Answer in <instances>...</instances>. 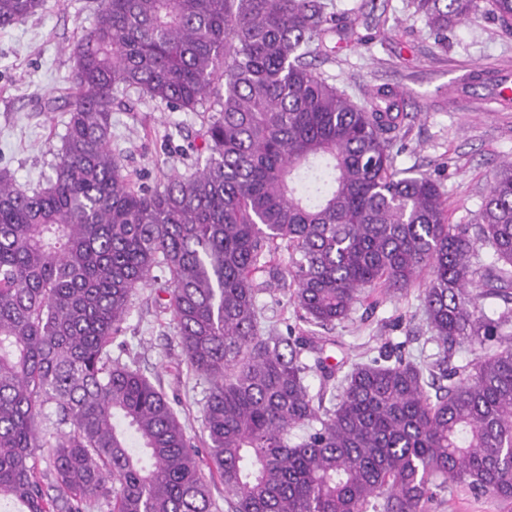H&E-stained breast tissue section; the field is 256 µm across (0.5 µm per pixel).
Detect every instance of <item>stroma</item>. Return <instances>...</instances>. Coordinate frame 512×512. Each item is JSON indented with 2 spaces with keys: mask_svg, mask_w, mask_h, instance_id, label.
<instances>
[{
  "mask_svg": "<svg viewBox=\"0 0 512 512\" xmlns=\"http://www.w3.org/2000/svg\"><path fill=\"white\" fill-rule=\"evenodd\" d=\"M331 3L367 41L337 44L333 53L313 59L314 68L357 101L378 86L396 88L408 117L392 149L395 166L436 178L450 223H472L487 181L512 161V107L475 111L488 87L470 77L478 66L512 70V34L479 15L449 31L443 46L412 0ZM96 8L97 0H47L43 10L0 31V169L9 170L20 188L45 183L51 174L68 118L59 90ZM206 119L202 111L172 112L133 94L120 95L112 104V150L133 178L160 186L172 173L193 170ZM421 290L417 284L401 295H380L375 308L358 304L343 322L308 332L332 338L326 353L335 361L350 349L359 353L396 343L406 357L426 359L436 347L428 340ZM167 301L158 289L136 290L112 355L160 383L198 443L205 386L182 360ZM431 512H512V504L456 487L439 497Z\"/></svg>",
  "mask_w": 512,
  "mask_h": 512,
  "instance_id": "1",
  "label": "stroma"
}]
</instances>
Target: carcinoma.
<instances>
[{"instance_id": "cac0c4a2", "label": "carcinoma", "mask_w": 512, "mask_h": 512, "mask_svg": "<svg viewBox=\"0 0 512 512\" xmlns=\"http://www.w3.org/2000/svg\"><path fill=\"white\" fill-rule=\"evenodd\" d=\"M44 4L0 0V30ZM414 6L440 44L481 11L512 32V0ZM329 35L365 41L325 0H99L52 175L19 190L0 172V505L215 512L216 476L229 512H429L461 485L512 499V162L474 223H449L438 182L393 165L395 89L359 103L307 62ZM130 91L209 112L204 165L134 186L111 144ZM423 272L429 362L382 346L331 364L322 338L260 328L272 284L328 327ZM162 277L207 382L205 460L161 388L112 358L132 294Z\"/></svg>"}]
</instances>
